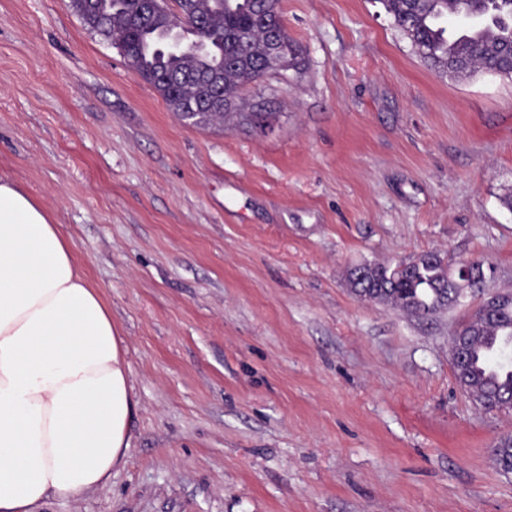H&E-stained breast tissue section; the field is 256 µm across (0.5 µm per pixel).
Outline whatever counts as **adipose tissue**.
I'll return each mask as SVG.
<instances>
[{"label": "adipose tissue", "instance_id": "1", "mask_svg": "<svg viewBox=\"0 0 512 512\" xmlns=\"http://www.w3.org/2000/svg\"><path fill=\"white\" fill-rule=\"evenodd\" d=\"M134 406L107 303L50 213L0 177V512L105 484Z\"/></svg>", "mask_w": 512, "mask_h": 512}]
</instances>
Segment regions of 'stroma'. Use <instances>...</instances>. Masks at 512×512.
<instances>
[{"label":"stroma","mask_w":512,"mask_h":512,"mask_svg":"<svg viewBox=\"0 0 512 512\" xmlns=\"http://www.w3.org/2000/svg\"><path fill=\"white\" fill-rule=\"evenodd\" d=\"M68 0H0V175L112 312L136 407L106 484L35 512H512V410L451 337L512 290V78L439 75L380 0H281L299 70L247 86L270 131L175 115ZM478 260L427 318L362 263Z\"/></svg>","instance_id":"stroma-1"}]
</instances>
